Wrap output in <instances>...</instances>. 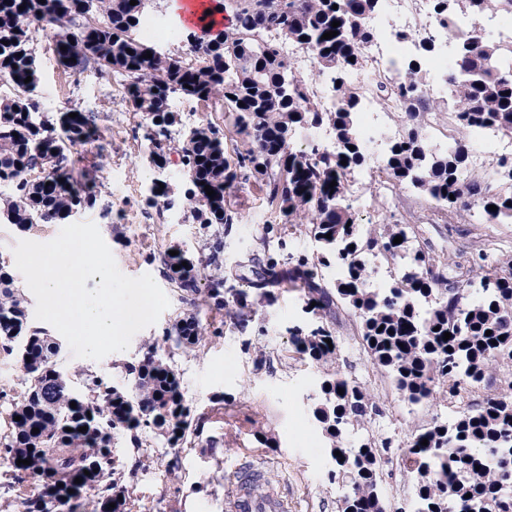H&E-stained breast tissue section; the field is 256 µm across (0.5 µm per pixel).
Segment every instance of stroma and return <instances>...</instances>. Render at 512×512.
<instances>
[{"label": "stroma", "instance_id": "1", "mask_svg": "<svg viewBox=\"0 0 512 512\" xmlns=\"http://www.w3.org/2000/svg\"><path fill=\"white\" fill-rule=\"evenodd\" d=\"M34 45L40 70L34 98L41 109L53 116L80 103L98 115L99 138L88 149L93 152L105 145L103 168L98 174L96 204L79 214V221L96 224L123 274H150L170 301L155 324L134 335L127 350L93 360L75 357L66 347L58 358V370L71 382L90 371L111 385L127 388L131 380L125 364L138 362L149 340L163 336L196 311L192 296L181 292L169 278L164 258L172 247L182 246L193 256L204 257L207 243L221 236V260L229 267L252 253L260 259L268 253L294 258L307 255L313 244L306 236L283 228L277 244L262 249L256 232L274 223L275 215L264 194L249 183L237 184L233 192L239 214L230 226L214 224L205 229L185 224L174 219L175 209L166 202L147 204V188L155 173L144 161L143 131L121 93L92 73L58 66L48 33L36 31ZM348 200L363 223H379L391 213L400 224L420 226L421 244L437 257L472 265L465 247L478 236L512 252V224H467L454 216L437 219L432 204L410 191L385 198L372 194L366 184L356 183L348 191ZM60 230L57 224H37L27 230L0 224V268L13 274L18 288H25L26 281L15 267L17 242H48ZM273 294L270 300L255 298V315L246 329L234 328L224 312L215 310L207 315L212 329L197 346L171 349L170 358L192 415L184 444L172 448L151 433L146 446L138 449L126 437L118 438L115 455L121 461L141 464L134 494L145 512H225L224 499L241 464L253 465L271 481L286 512H338L336 490L327 479L332 466L328 444L308 403L328 366L303 357L292 343L290 328L307 323L302 289L288 283ZM339 342L340 369L362 382L385 408L384 417L360 430V439L403 441L437 414L433 404L411 406L395 395L385 374L367 361L352 328L341 330ZM219 402L225 411L221 417L212 412ZM257 430L271 438V446L256 442L253 433Z\"/></svg>", "mask_w": 512, "mask_h": 512}]
</instances>
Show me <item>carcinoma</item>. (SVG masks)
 Returning a JSON list of instances; mask_svg holds the SVG:
<instances>
[{
  "label": "carcinoma",
  "instance_id": "1",
  "mask_svg": "<svg viewBox=\"0 0 512 512\" xmlns=\"http://www.w3.org/2000/svg\"><path fill=\"white\" fill-rule=\"evenodd\" d=\"M382 2L223 0L231 19L224 32L202 40L177 30L178 47L163 51L140 34L153 0H0V74L10 86L0 94V221L22 228L55 224L96 202L101 153L79 152L96 135V113L71 106L50 117L34 99L33 33L49 30L61 67L122 88L145 130L149 166L163 169L177 156L185 185L156 184L147 202L176 196L186 224H233L237 210L227 197L236 183L251 180L292 230L318 243L311 258L288 272L269 256L258 268L240 265L209 276L210 309L225 311L244 328L253 303L244 290L224 291L226 279L267 298L272 288L301 281L302 309L314 327L291 336L296 351L316 363L338 358L337 314L347 310L361 349L400 398L411 405L434 402L453 414L435 417L398 446L399 466L413 480L405 512H512V381L502 386L493 377L496 370L512 376V258L506 278L494 271L475 276L411 247L398 223H360L346 204L349 182L373 150L374 139L364 137L356 121L361 89L369 83L380 107L390 104L402 115V129L379 169L384 182L399 191L412 188L451 214L478 209L485 224H512V159L497 160L481 176L466 174L470 155L483 148L478 130L512 135V65L493 66L512 58V43L496 30L457 28L462 15H496L511 29L512 0H424L440 35L398 33L412 48L391 61L396 76L378 79L366 69L363 47L377 35L370 21ZM334 21L340 26L332 27ZM333 29L338 35L323 38ZM282 42L313 55L317 71L303 75L296 60L281 53ZM325 74L336 83L322 87ZM445 78L451 92L435 90ZM320 91L334 97L332 106L321 103ZM178 96L224 113L245 149L225 151L224 131L210 120L184 130L173 144L172 131L182 125L172 103ZM445 113L454 129L448 143L438 145L426 129ZM320 130L333 132L334 149L293 146L294 135ZM397 236L399 244L393 243ZM164 263L181 291L200 292L192 257L180 251ZM332 267L336 278L326 282L319 270ZM204 331L197 314L180 320L146 346L138 363L125 365L134 378L131 388L85 372L76 392L56 367L61 343L28 326L26 298L1 271L0 340L8 354L20 343L25 374L11 400L8 431L0 434V458L10 464L3 487L15 512H80L89 499L94 512H136L133 482L140 462L116 467L115 438L123 433L139 447L140 434L150 429L172 448L186 441L190 408L160 344L192 348ZM446 332L451 337L445 341ZM311 400L334 459L328 480L336 486L339 512H387L378 482L380 463L392 462V439L344 444L346 435L383 416L380 400L338 369L325 374ZM83 426L88 430L79 431ZM19 459L30 464L19 465ZM244 472L259 496H271L268 480ZM77 478L84 497L73 502L67 491Z\"/></svg>",
  "mask_w": 512,
  "mask_h": 512
}]
</instances>
